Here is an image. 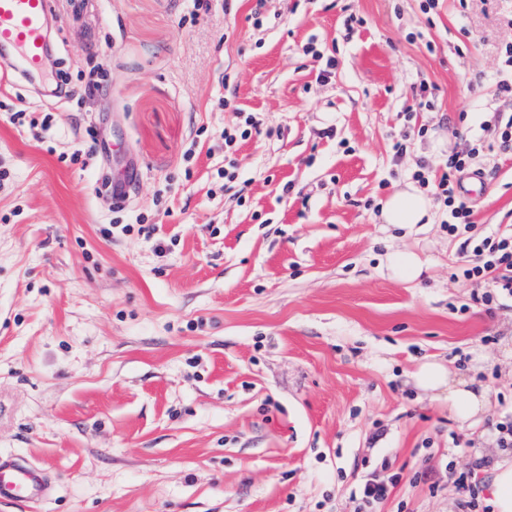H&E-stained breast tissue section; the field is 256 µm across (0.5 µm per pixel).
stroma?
I'll return each mask as SVG.
<instances>
[{
	"label": "stroma",
	"mask_w": 512,
	"mask_h": 512,
	"mask_svg": "<svg viewBox=\"0 0 512 512\" xmlns=\"http://www.w3.org/2000/svg\"><path fill=\"white\" fill-rule=\"evenodd\" d=\"M421 3L265 0L257 27L256 0L193 24L183 0H54L47 79L0 73V454L48 470L39 512H352L371 477L390 484L376 512H456L462 475L490 503L512 301L479 303L443 205L409 232L377 215L418 171L437 197L490 120L512 0ZM307 46L335 58L327 82ZM100 64L105 96L60 106L57 79L80 92ZM245 111L258 133L225 149ZM89 125L112 156L72 162ZM475 164L457 179L494 235L512 154ZM140 216L154 233L124 232ZM393 250L421 258L417 280L382 267ZM429 361L481 384L487 411L457 421L416 384Z\"/></svg>",
	"instance_id": "stroma-1"
}]
</instances>
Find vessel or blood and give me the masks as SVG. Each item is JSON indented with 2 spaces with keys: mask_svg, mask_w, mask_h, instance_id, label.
<instances>
[{
  "mask_svg": "<svg viewBox=\"0 0 512 512\" xmlns=\"http://www.w3.org/2000/svg\"><path fill=\"white\" fill-rule=\"evenodd\" d=\"M51 11V0H0V59H9L22 79L48 70ZM52 492V480L44 469L15 456L0 455V500L36 505Z\"/></svg>",
  "mask_w": 512,
  "mask_h": 512,
  "instance_id": "b4317fda",
  "label": "vessel or blood"
}]
</instances>
